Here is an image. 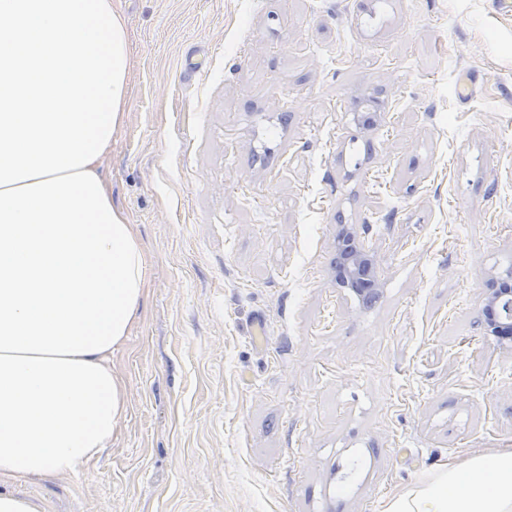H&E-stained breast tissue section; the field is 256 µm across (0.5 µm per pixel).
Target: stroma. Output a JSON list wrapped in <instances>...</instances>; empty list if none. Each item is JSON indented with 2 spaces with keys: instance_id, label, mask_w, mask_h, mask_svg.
Here are the masks:
<instances>
[{
  "instance_id": "35a3bbf8",
  "label": "stroma",
  "mask_w": 512,
  "mask_h": 512,
  "mask_svg": "<svg viewBox=\"0 0 512 512\" xmlns=\"http://www.w3.org/2000/svg\"><path fill=\"white\" fill-rule=\"evenodd\" d=\"M129 411L52 512H384L512 448V0H119ZM372 112L374 125L355 116ZM374 250L373 303L336 238ZM483 314L493 335L512 338V266L492 279L483 297Z\"/></svg>"
}]
</instances>
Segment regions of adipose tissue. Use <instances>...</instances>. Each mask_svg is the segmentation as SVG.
<instances>
[{
	"mask_svg": "<svg viewBox=\"0 0 512 512\" xmlns=\"http://www.w3.org/2000/svg\"><path fill=\"white\" fill-rule=\"evenodd\" d=\"M128 67L117 0H0V483L84 472L128 413L112 356L139 318L145 253L101 174ZM385 512H512V448Z\"/></svg>",
	"mask_w": 512,
	"mask_h": 512,
	"instance_id": "1",
	"label": "adipose tissue"
}]
</instances>
